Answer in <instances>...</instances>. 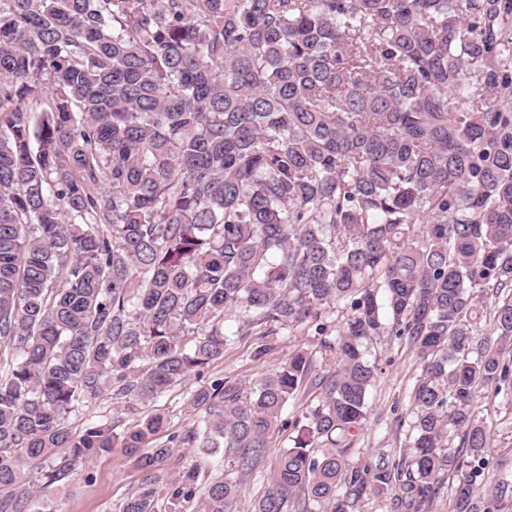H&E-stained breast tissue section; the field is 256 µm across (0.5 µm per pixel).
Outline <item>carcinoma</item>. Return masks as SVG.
I'll return each instance as SVG.
<instances>
[{"instance_id": "obj_1", "label": "carcinoma", "mask_w": 512, "mask_h": 512, "mask_svg": "<svg viewBox=\"0 0 512 512\" xmlns=\"http://www.w3.org/2000/svg\"><path fill=\"white\" fill-rule=\"evenodd\" d=\"M511 67L512 0H0V512H50L114 448L143 472L119 512H156L165 418L68 415L135 411L246 336L331 330L332 374L299 348L249 396L217 380L183 445L248 475L293 428L255 512H432L450 475L452 512H500L476 399L512 349ZM390 334L421 365L408 435L352 467ZM199 475L166 512H231L241 485Z\"/></svg>"}]
</instances>
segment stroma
Listing matches in <instances>:
<instances>
[{
  "mask_svg": "<svg viewBox=\"0 0 512 512\" xmlns=\"http://www.w3.org/2000/svg\"><path fill=\"white\" fill-rule=\"evenodd\" d=\"M261 343L257 336L240 341L203 374L176 384L160 397L140 406L137 413H128L104 396L79 407L69 416L68 423L73 431L79 432L89 422L106 418L122 431L135 424L138 416L163 414L167 427L159 434L158 441L167 446L168 456L158 467V491L166 493L180 483L185 471L196 462L191 449L185 448L179 436L200 414L195 403L198 392L209 388L218 378L236 380L243 391H250L260 378L300 346L311 351L316 369L326 370L331 361L329 350L317 336L274 337L270 341L271 351L259 357L255 351ZM369 357L379 364L381 373L370 394L368 420L349 454V462L354 466L377 463L380 458L393 456L402 447L409 425V394L420 373L416 352L404 338H381L371 346ZM478 406L487 413L494 429L486 478L492 481L507 474L512 476V394L497 395L493 390H483ZM287 445V433L274 436L266 450L264 463L246 477L240 475L235 459L225 456L221 467L225 478L244 483L232 512H252L266 490L271 464ZM89 474V479L76 478L62 488L50 490L48 497L54 512H118L142 480L133 459L118 448L94 460L89 466Z\"/></svg>",
  "mask_w": 512,
  "mask_h": 512,
  "instance_id": "stroma-1",
  "label": "stroma"
}]
</instances>
